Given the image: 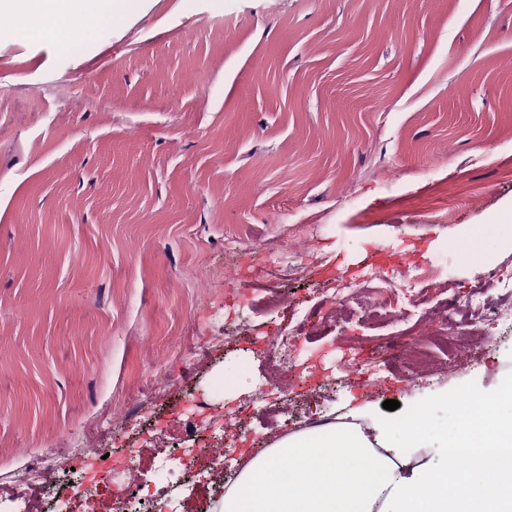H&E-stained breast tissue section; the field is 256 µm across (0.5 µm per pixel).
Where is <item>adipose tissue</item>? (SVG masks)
Instances as JSON below:
<instances>
[{
	"mask_svg": "<svg viewBox=\"0 0 512 512\" xmlns=\"http://www.w3.org/2000/svg\"><path fill=\"white\" fill-rule=\"evenodd\" d=\"M132 0H50L59 21L79 9L86 30L125 14ZM444 404V423L426 417ZM449 446L446 460L409 467L416 448ZM221 512H512V377L495 392L433 390L401 414L352 409L284 435L254 456L224 494Z\"/></svg>",
	"mask_w": 512,
	"mask_h": 512,
	"instance_id": "adipose-tissue-1",
	"label": "adipose tissue"
}]
</instances>
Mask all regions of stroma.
Segmentation results:
<instances>
[{
  "label": "stroma",
  "instance_id": "1",
  "mask_svg": "<svg viewBox=\"0 0 512 512\" xmlns=\"http://www.w3.org/2000/svg\"><path fill=\"white\" fill-rule=\"evenodd\" d=\"M28 14L40 36L0 13V512H22L9 476L35 449L71 481L90 442L163 512H220L218 476L308 418L512 376L511 322L499 366L435 346L415 388L379 349L410 344L417 310L395 323L355 299L338 323L320 305L376 246L432 288L501 275L512 302V249L483 232L512 205V0H139L70 51L40 0ZM301 319L281 414L233 422L234 447L169 484L196 406L258 400L259 348Z\"/></svg>",
  "mask_w": 512,
  "mask_h": 512
}]
</instances>
